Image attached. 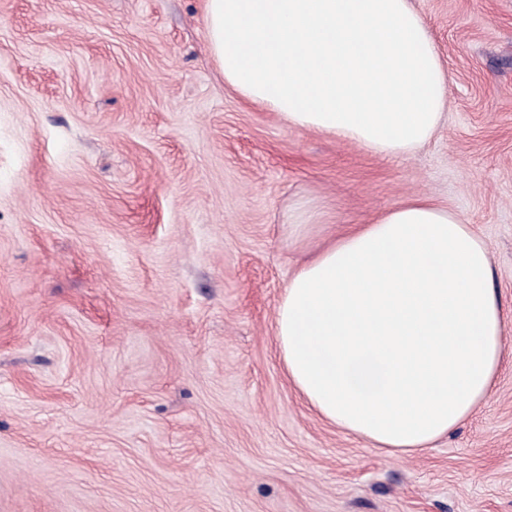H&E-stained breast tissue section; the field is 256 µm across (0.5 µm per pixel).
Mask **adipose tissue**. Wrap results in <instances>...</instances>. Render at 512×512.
Instances as JSON below:
<instances>
[{"mask_svg":"<svg viewBox=\"0 0 512 512\" xmlns=\"http://www.w3.org/2000/svg\"><path fill=\"white\" fill-rule=\"evenodd\" d=\"M206 22L225 81L293 126L398 156L443 117L448 73L409 0H207ZM507 317L485 240L415 196L300 268L275 330L309 407L400 456L490 394Z\"/></svg>","mask_w":512,"mask_h":512,"instance_id":"1","label":"adipose tissue"}]
</instances>
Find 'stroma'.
Listing matches in <instances>:
<instances>
[{
  "instance_id": "stroma-1",
  "label": "stroma",
  "mask_w": 512,
  "mask_h": 512,
  "mask_svg": "<svg viewBox=\"0 0 512 512\" xmlns=\"http://www.w3.org/2000/svg\"><path fill=\"white\" fill-rule=\"evenodd\" d=\"M410 4L448 109L381 156L228 85L206 0H0V512H512V360L390 458L276 342L297 270L421 194L512 310V0Z\"/></svg>"
}]
</instances>
